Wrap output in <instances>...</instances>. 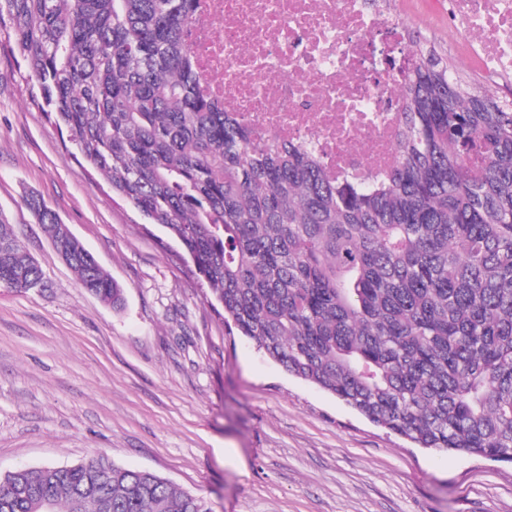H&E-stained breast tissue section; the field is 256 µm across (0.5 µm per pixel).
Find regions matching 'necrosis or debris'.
Returning <instances> with one entry per match:
<instances>
[{
	"label": "necrosis or debris",
	"mask_w": 512,
	"mask_h": 512,
	"mask_svg": "<svg viewBox=\"0 0 512 512\" xmlns=\"http://www.w3.org/2000/svg\"><path fill=\"white\" fill-rule=\"evenodd\" d=\"M418 3L481 87L512 85V0ZM408 24L400 0H195L188 42L204 94L256 137L370 184L397 156Z\"/></svg>",
	"instance_id": "1"
}]
</instances>
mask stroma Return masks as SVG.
<instances>
[{
    "label": "stroma",
    "instance_id": "35a3bbf8",
    "mask_svg": "<svg viewBox=\"0 0 512 512\" xmlns=\"http://www.w3.org/2000/svg\"><path fill=\"white\" fill-rule=\"evenodd\" d=\"M0 51V218L40 287L0 288V471L99 452L203 496L213 512H512V463L418 447L289 374L224 322L157 225L32 104ZM36 194L124 289L80 287Z\"/></svg>",
    "mask_w": 512,
    "mask_h": 512
}]
</instances>
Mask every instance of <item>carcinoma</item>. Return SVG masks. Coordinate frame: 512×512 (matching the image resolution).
I'll use <instances>...</instances> for the list:
<instances>
[{
    "label": "carcinoma",
    "instance_id": "obj_1",
    "mask_svg": "<svg viewBox=\"0 0 512 512\" xmlns=\"http://www.w3.org/2000/svg\"><path fill=\"white\" fill-rule=\"evenodd\" d=\"M192 0H0L34 100L112 194L178 242L224 322L422 448L512 461V106L415 46L394 168L329 180L258 142L200 90ZM27 205L89 294L123 289L36 196ZM42 269L0 220V287ZM0 512H213L103 453L0 478Z\"/></svg>",
    "mask_w": 512,
    "mask_h": 512
}]
</instances>
